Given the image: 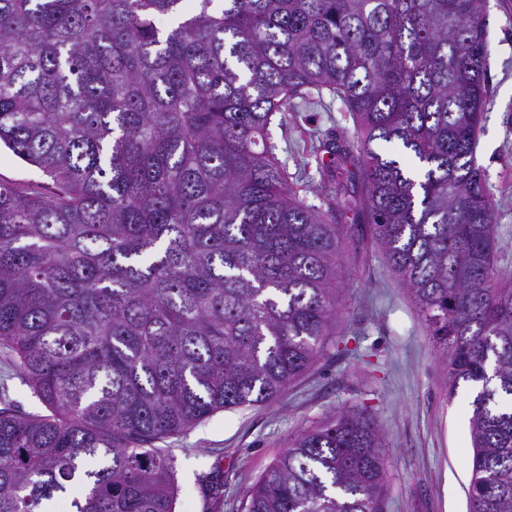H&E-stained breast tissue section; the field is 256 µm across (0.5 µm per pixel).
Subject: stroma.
I'll list each match as a JSON object with an SVG mask.
<instances>
[{
    "instance_id": "35a3bbf8",
    "label": "stroma",
    "mask_w": 512,
    "mask_h": 512,
    "mask_svg": "<svg viewBox=\"0 0 512 512\" xmlns=\"http://www.w3.org/2000/svg\"><path fill=\"white\" fill-rule=\"evenodd\" d=\"M490 111L476 159L492 188L498 268L512 275V0H489ZM339 102L301 105L270 144L289 175L303 174L307 205L325 208L319 146L352 138ZM336 336L275 399L224 409L168 439L178 459V512H244L245 494L296 434L341 409L366 410L386 443L385 512H468L474 391L448 389V364L409 292L367 233L341 249ZM20 413L45 406L0 359V401Z\"/></svg>"
}]
</instances>
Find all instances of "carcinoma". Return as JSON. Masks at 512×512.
I'll use <instances>...</instances> for the list:
<instances>
[{"mask_svg":"<svg viewBox=\"0 0 512 512\" xmlns=\"http://www.w3.org/2000/svg\"><path fill=\"white\" fill-rule=\"evenodd\" d=\"M177 17L164 32L156 20ZM486 0H0V350L50 410L0 408V512H175L157 443L267 402L333 343L355 212L407 288L448 384L476 390L470 512H512V277L477 135ZM315 209L267 144L324 95ZM363 410L304 429L245 512H384ZM32 180L44 181L38 170L14 156L8 149L1 148L0 181L18 183Z\"/></svg>","mask_w":512,"mask_h":512,"instance_id":"carcinoma-1","label":"carcinoma"}]
</instances>
